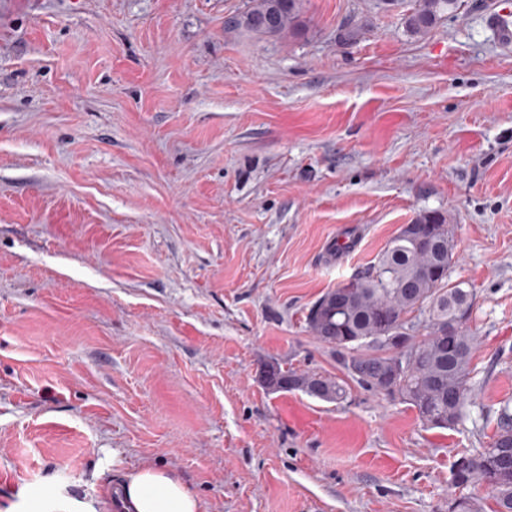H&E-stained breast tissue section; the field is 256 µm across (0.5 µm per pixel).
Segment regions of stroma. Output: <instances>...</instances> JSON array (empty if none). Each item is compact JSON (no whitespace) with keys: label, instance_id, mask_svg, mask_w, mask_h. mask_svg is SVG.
Wrapping results in <instances>:
<instances>
[{"label":"stroma","instance_id":"stroma-1","mask_svg":"<svg viewBox=\"0 0 512 512\" xmlns=\"http://www.w3.org/2000/svg\"><path fill=\"white\" fill-rule=\"evenodd\" d=\"M246 2L0 0V512H113L144 463L201 512H448L512 410V0L423 37L375 0L225 31ZM425 210L476 295L464 424L268 391L267 361L345 377L306 314Z\"/></svg>","mask_w":512,"mask_h":512}]
</instances>
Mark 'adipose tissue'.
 <instances>
[{
  "mask_svg": "<svg viewBox=\"0 0 512 512\" xmlns=\"http://www.w3.org/2000/svg\"><path fill=\"white\" fill-rule=\"evenodd\" d=\"M124 495L132 512H199L196 496L178 478L145 465L127 474Z\"/></svg>",
  "mask_w": 512,
  "mask_h": 512,
  "instance_id": "1",
  "label": "adipose tissue"
}]
</instances>
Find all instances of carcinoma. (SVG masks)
<instances>
[{
    "mask_svg": "<svg viewBox=\"0 0 512 512\" xmlns=\"http://www.w3.org/2000/svg\"><path fill=\"white\" fill-rule=\"evenodd\" d=\"M458 0H411L404 14L408 32L427 34ZM301 0H249L224 20V30L277 37L300 32ZM271 17L270 23L259 20ZM453 228L439 211H425L400 229L376 261L348 282L322 295L306 321L312 335L336 350L347 377L378 395L412 407L429 428L451 429L470 416L475 392L471 362L476 337L468 329L475 298L460 282L450 281ZM407 360L393 382L384 378L395 360ZM268 384L301 391L326 402L346 398L344 383L313 372L284 370L271 364ZM453 475L459 489L484 486L494 512H512V415L499 414L488 447L463 453ZM452 512H483L475 498L461 496Z\"/></svg>",
    "mask_w": 512,
    "mask_h": 512,
    "instance_id": "carcinoma-1",
    "label": "carcinoma"
}]
</instances>
